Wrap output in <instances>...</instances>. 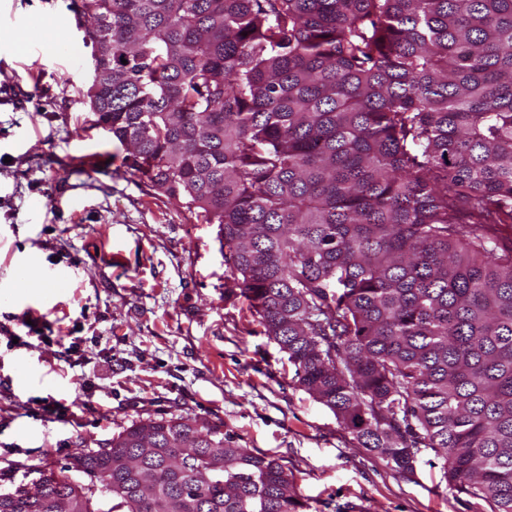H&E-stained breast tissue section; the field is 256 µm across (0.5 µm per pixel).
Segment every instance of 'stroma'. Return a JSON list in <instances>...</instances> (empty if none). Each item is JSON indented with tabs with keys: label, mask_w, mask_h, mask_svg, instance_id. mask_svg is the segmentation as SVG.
Returning <instances> with one entry per match:
<instances>
[{
	"label": "stroma",
	"mask_w": 512,
	"mask_h": 512,
	"mask_svg": "<svg viewBox=\"0 0 512 512\" xmlns=\"http://www.w3.org/2000/svg\"><path fill=\"white\" fill-rule=\"evenodd\" d=\"M79 0H0V493L148 416L224 421L309 512H490L420 457L402 476L302 390L230 283L214 224L130 174L91 125ZM31 23L28 35L11 24ZM75 43L73 59L26 38Z\"/></svg>",
	"instance_id": "1"
}]
</instances>
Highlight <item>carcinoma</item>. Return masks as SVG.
Returning <instances> with one entry per match:
<instances>
[{"mask_svg":"<svg viewBox=\"0 0 512 512\" xmlns=\"http://www.w3.org/2000/svg\"><path fill=\"white\" fill-rule=\"evenodd\" d=\"M77 20L94 125L218 226L299 386L399 474L429 450L452 492L512 512V0H81ZM125 462L155 478L138 499ZM92 475L112 500L85 512L304 507L204 417L133 421L35 492ZM0 509L38 512L24 486Z\"/></svg>","mask_w":512,"mask_h":512,"instance_id":"cac0c4a2","label":"carcinoma"}]
</instances>
